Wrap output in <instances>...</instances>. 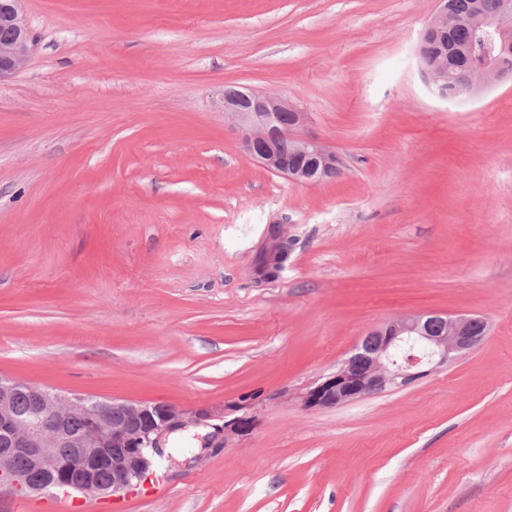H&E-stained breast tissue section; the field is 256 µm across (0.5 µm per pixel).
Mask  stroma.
Returning a JSON list of instances; mask_svg holds the SVG:
<instances>
[{
  "instance_id": "stroma-1",
  "label": "stroma",
  "mask_w": 512,
  "mask_h": 512,
  "mask_svg": "<svg viewBox=\"0 0 512 512\" xmlns=\"http://www.w3.org/2000/svg\"><path fill=\"white\" fill-rule=\"evenodd\" d=\"M435 0H23L0 82V376L254 428L169 435L126 512H512V77L449 102L417 59ZM228 87L287 97L342 160L300 184L243 149ZM285 269H253L271 222ZM473 349L333 408L300 394L399 317ZM111 499L0 492V512ZM2 24L0 25V82L24 69L31 56L32 43L27 17L22 10L21 0H0ZM272 235L275 238V242L267 253L268 255V269L264 279H275L279 274V270L288 261L291 252V243L288 237L284 236L280 231L279 226L275 224L271 227ZM212 426L214 432L211 434V441L215 442L219 438L223 440V434L224 440L227 438V436H242L248 434L253 429L254 421L252 420V417L241 415L230 420L224 419L223 425Z\"/></svg>"
}]
</instances>
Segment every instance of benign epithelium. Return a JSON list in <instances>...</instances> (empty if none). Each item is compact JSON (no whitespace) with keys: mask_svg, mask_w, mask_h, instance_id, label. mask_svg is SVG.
I'll return each mask as SVG.
<instances>
[{"mask_svg":"<svg viewBox=\"0 0 512 512\" xmlns=\"http://www.w3.org/2000/svg\"><path fill=\"white\" fill-rule=\"evenodd\" d=\"M437 7L418 46L421 72L431 91L446 101L472 98L494 82L512 73V0H498L488 13L479 0L461 15L449 0H436ZM0 23L10 36L0 41V82L24 69L32 43L21 0H0ZM463 26L471 41L457 50L468 56L481 42L483 62L476 76L448 85V70L431 61L424 47L437 31ZM224 117L238 129L245 150L266 169L302 184L327 181L341 173L335 152L315 139L299 138L295 130L304 123L305 113L278 94L224 90ZM292 144V154L280 149L283 140ZM275 242L268 252L267 279H274L288 261L291 243L276 225L271 227ZM487 323L475 317L426 314L398 318L368 333L357 346L359 353L346 360L301 393L307 410L336 407L404 387L446 363L451 355L466 352L484 338ZM25 389L30 416L17 417L12 398ZM78 407L88 418L81 435L69 428V415ZM207 412L190 413L166 404L112 400L106 404L84 395L64 396L28 382L0 376V487L40 496L49 487L65 488L85 497L107 498L127 492L154 474V454L163 448L167 436L200 424ZM254 421L247 415L213 426L212 440L242 436L252 431ZM22 457L27 469L19 471L15 460ZM112 472V480L99 478Z\"/></svg>","mask_w":512,"mask_h":512,"instance_id":"7a95c632","label":"benign epithelium"}]
</instances>
